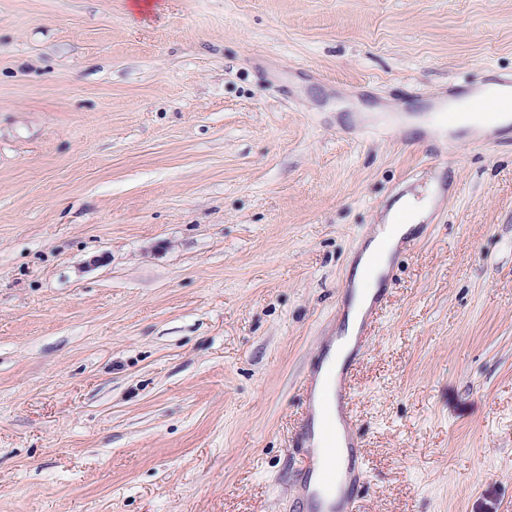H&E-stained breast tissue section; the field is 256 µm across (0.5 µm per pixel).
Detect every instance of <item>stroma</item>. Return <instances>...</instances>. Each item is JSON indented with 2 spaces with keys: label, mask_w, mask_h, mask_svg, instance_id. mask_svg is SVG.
I'll return each instance as SVG.
<instances>
[{
  "label": "stroma",
  "mask_w": 512,
  "mask_h": 512,
  "mask_svg": "<svg viewBox=\"0 0 512 512\" xmlns=\"http://www.w3.org/2000/svg\"><path fill=\"white\" fill-rule=\"evenodd\" d=\"M512 0H0V512H293L360 251L358 512H512ZM422 200L416 197L404 196L397 200L391 207L386 223L378 228V234L370 247L362 256L359 266L356 267L354 288L355 300L350 312L349 329L355 323V318L371 301L379 288L380 278L384 273L391 258L392 252L400 240L415 225L414 222L396 223L395 215L405 208H410L414 214V220L419 221L426 215V209L421 207Z\"/></svg>",
  "instance_id": "1"
}]
</instances>
